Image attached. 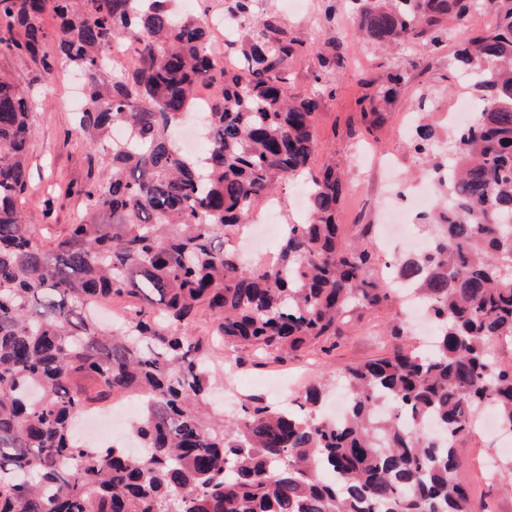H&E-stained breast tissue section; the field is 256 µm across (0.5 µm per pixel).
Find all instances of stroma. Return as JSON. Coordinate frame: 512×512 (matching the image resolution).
<instances>
[{
    "instance_id": "35a3bbf8",
    "label": "stroma",
    "mask_w": 512,
    "mask_h": 512,
    "mask_svg": "<svg viewBox=\"0 0 512 512\" xmlns=\"http://www.w3.org/2000/svg\"><path fill=\"white\" fill-rule=\"evenodd\" d=\"M262 8L278 15L289 33L304 35L309 45L308 53L288 59L285 64L288 91L301 97L314 93L319 96L313 165L318 168L332 161L344 173L347 189L338 205L337 220L345 238L354 240L360 225L377 223L390 191L384 173L365 166L364 154L373 149L386 152L398 162L395 176L400 190L411 195L424 191L423 166L408 147L410 137L401 120L427 112L439 123L444 114L456 110L463 98L472 97L469 83L460 77L456 57L461 45L490 25L493 16L485 5L475 6L462 24L451 25L447 42L435 52L424 37L383 49L365 44L350 0H305L303 8L296 12L288 9L284 0H263ZM331 47L341 54V64L335 70L321 71L317 55ZM0 68L30 87L35 98V133L27 152L32 188L24 209L41 232H64L83 208L81 198L67 193L66 187L84 183L89 161L98 155L74 129L72 92L80 77L65 71L56 81L46 83L38 80L30 62L11 56L0 57ZM397 69L402 70L403 78L396 94L380 106L386 121L381 126L368 127L361 116L359 100L376 93L385 75ZM409 318L401 297L391 295L377 309L354 320L346 336L318 367L301 360L261 363L252 352H243L245 364L239 367L234 382L236 397L225 405V414L236 413L248 396L269 397V390L262 384L266 377L279 385L293 374L304 382L320 379L329 392H336L339 369L388 353L392 348L389 326ZM500 451L499 440L485 434L458 448V476L470 485L475 497H483L488 490L480 476L479 461L499 456Z\"/></svg>"
}]
</instances>
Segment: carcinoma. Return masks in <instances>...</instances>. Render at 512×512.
<instances>
[{
  "label": "carcinoma",
  "mask_w": 512,
  "mask_h": 512,
  "mask_svg": "<svg viewBox=\"0 0 512 512\" xmlns=\"http://www.w3.org/2000/svg\"><path fill=\"white\" fill-rule=\"evenodd\" d=\"M60 20L56 54L44 52L47 2ZM171 0H0V56L27 57L44 81L78 73L89 105L76 113L83 142L99 151L98 175L79 188L78 222L37 236L19 205L30 172L29 91L0 70V512H492L457 476L455 448L492 409L512 432V0H486L495 20L459 51L474 91L491 107L448 139L441 200L420 216L429 251L394 274L438 327L425 352L402 344L348 366L341 422L315 413L310 384L284 409L252 397L217 416L212 342L277 362L310 348L328 354L345 313L374 309L391 289L372 234L351 244L336 210L346 184L336 166L311 167L319 101L290 97L285 62L307 49L258 0H224L249 23L209 49L196 15ZM472 0H356L363 38L376 46L428 35L438 46ZM133 45L135 69H109L110 45ZM200 86L213 89L207 147L185 153L176 130ZM374 127L375 97L359 101ZM123 140L111 139L117 128ZM429 124L413 153L443 162ZM304 179L309 218L285 225L276 258L247 268L224 247V227L245 224L262 199ZM139 303L112 328L95 306ZM211 316L209 336L198 313ZM130 395L144 399L131 423L143 452L76 437L85 414ZM487 487L512 490V464L485 460Z\"/></svg>",
  "instance_id": "1"
}]
</instances>
